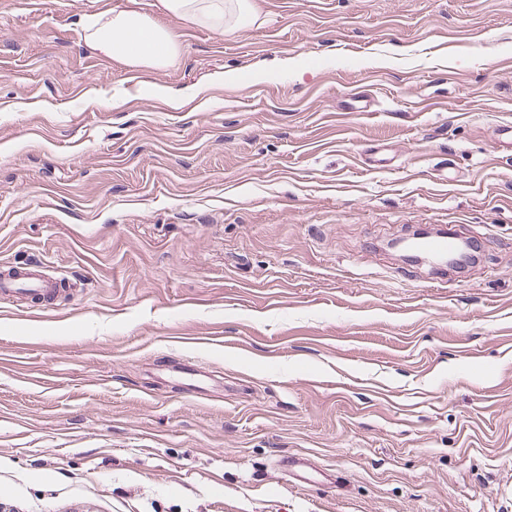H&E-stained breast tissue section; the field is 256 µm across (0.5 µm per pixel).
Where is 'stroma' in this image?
Masks as SVG:
<instances>
[{
    "label": "stroma",
    "instance_id": "stroma-1",
    "mask_svg": "<svg viewBox=\"0 0 512 512\" xmlns=\"http://www.w3.org/2000/svg\"><path fill=\"white\" fill-rule=\"evenodd\" d=\"M256 2L139 0L153 69L0 0V265L73 284L0 307V512H512V0ZM255 0H158L164 12L220 34L234 32L257 19ZM462 239L454 233L421 238L415 242V249L435 259L448 258L455 253Z\"/></svg>",
    "mask_w": 512,
    "mask_h": 512
}]
</instances>
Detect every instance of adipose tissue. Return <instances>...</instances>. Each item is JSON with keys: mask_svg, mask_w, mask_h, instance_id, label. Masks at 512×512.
I'll list each match as a JSON object with an SVG mask.
<instances>
[{"mask_svg": "<svg viewBox=\"0 0 512 512\" xmlns=\"http://www.w3.org/2000/svg\"><path fill=\"white\" fill-rule=\"evenodd\" d=\"M157 5L164 12L221 34L257 19L254 0H158ZM83 30L93 49L126 65L168 67L179 54L168 30L136 9L104 11L89 19Z\"/></svg>", "mask_w": 512, "mask_h": 512, "instance_id": "obj_1", "label": "adipose tissue"}]
</instances>
